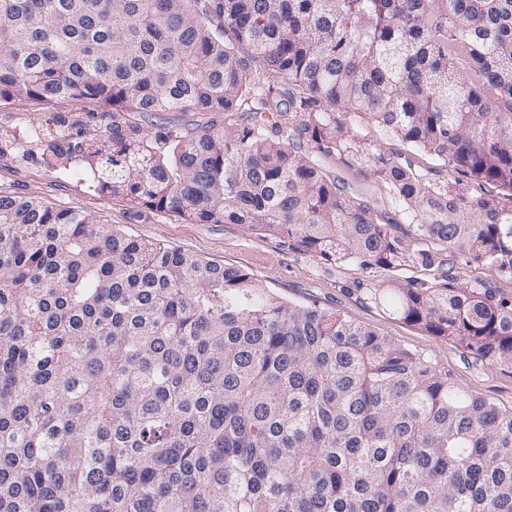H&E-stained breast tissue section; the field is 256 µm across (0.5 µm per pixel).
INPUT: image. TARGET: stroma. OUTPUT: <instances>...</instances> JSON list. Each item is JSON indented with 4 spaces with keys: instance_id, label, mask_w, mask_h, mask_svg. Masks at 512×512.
I'll return each instance as SVG.
<instances>
[{
    "instance_id": "1",
    "label": "stroma",
    "mask_w": 512,
    "mask_h": 512,
    "mask_svg": "<svg viewBox=\"0 0 512 512\" xmlns=\"http://www.w3.org/2000/svg\"><path fill=\"white\" fill-rule=\"evenodd\" d=\"M60 115L78 119L82 130L89 133L112 127L111 113L82 100H64L51 109L37 101L15 100L0 101V130L22 136ZM0 192L33 197L57 208L89 211L100 223L129 235L238 267L290 302L340 313L422 353L469 392L512 411L511 365L490 363L458 342L430 335L364 300L354 289L361 276L357 267L322 264L239 224H191L169 212L136 214L125 203L99 194L90 177L45 167L34 143H24L22 152L0 157Z\"/></svg>"
}]
</instances>
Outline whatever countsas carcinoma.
<instances>
[{
    "mask_svg": "<svg viewBox=\"0 0 512 512\" xmlns=\"http://www.w3.org/2000/svg\"><path fill=\"white\" fill-rule=\"evenodd\" d=\"M64 98L237 117L82 143L60 117L41 160L382 268L365 299L512 365V296L460 276L512 279V0H0V100ZM0 512H512V411L239 268L0 193ZM347 118L350 123L365 128L372 139L388 154L391 153H409V147L399 138L393 136L382 126H378L367 118L362 112H348ZM322 166L327 170L332 178H336L338 183L343 186L345 193L349 195L357 194H371L373 188L369 187L363 181L355 179L351 171L336 165V162L331 159H321Z\"/></svg>",
    "mask_w": 512,
    "mask_h": 512,
    "instance_id": "carcinoma-1",
    "label": "carcinoma"
}]
</instances>
